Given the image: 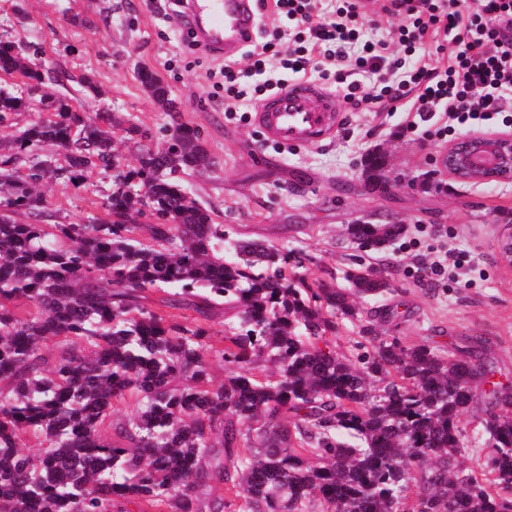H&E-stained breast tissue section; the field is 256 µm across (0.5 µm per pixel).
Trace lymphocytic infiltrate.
I'll return each instance as SVG.
<instances>
[{"label":"lymphocytic infiltrate","mask_w":512,"mask_h":512,"mask_svg":"<svg viewBox=\"0 0 512 512\" xmlns=\"http://www.w3.org/2000/svg\"><path fill=\"white\" fill-rule=\"evenodd\" d=\"M318 0H272L275 26L261 28L244 53L245 67L225 65L224 94L219 104L225 117L250 120L249 94L265 96L282 89L295 75L314 74L330 80L346 69L379 75L380 88L349 83L344 98L354 108L372 110L383 101L405 102V133L455 135L478 127H512V0H386L384 14L397 18L393 39L399 54L364 45L360 55L348 47L359 39L358 24L367 17L364 0H340L324 13ZM296 47L281 52L286 32ZM435 44L438 56L429 63L416 59L425 45Z\"/></svg>","instance_id":"lymphocytic-infiltrate-1"}]
</instances>
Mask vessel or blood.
I'll list each match as a JSON object with an SVG mask.
<instances>
[{"label": "vessel or blood", "instance_id": "b4317fda", "mask_svg": "<svg viewBox=\"0 0 512 512\" xmlns=\"http://www.w3.org/2000/svg\"><path fill=\"white\" fill-rule=\"evenodd\" d=\"M173 24L190 42L216 56L232 58L253 43L260 26L257 0H180ZM268 141L308 147L334 136L339 101L316 82H294L263 99L252 114Z\"/></svg>", "mask_w": 512, "mask_h": 512}]
</instances>
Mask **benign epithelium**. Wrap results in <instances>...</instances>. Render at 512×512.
<instances>
[{"label": "benign epithelium", "mask_w": 512, "mask_h": 512, "mask_svg": "<svg viewBox=\"0 0 512 512\" xmlns=\"http://www.w3.org/2000/svg\"><path fill=\"white\" fill-rule=\"evenodd\" d=\"M439 164L463 182L512 181V135L465 137L441 152Z\"/></svg>", "instance_id": "obj_1"}]
</instances>
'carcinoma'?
I'll use <instances>...</instances> for the list:
<instances>
[{
	"instance_id": "1",
	"label": "carcinoma",
	"mask_w": 512,
	"mask_h": 512,
	"mask_svg": "<svg viewBox=\"0 0 512 512\" xmlns=\"http://www.w3.org/2000/svg\"><path fill=\"white\" fill-rule=\"evenodd\" d=\"M0 73L36 90L49 75L1 39ZM141 83L172 123L135 168L118 170L112 112L57 97L0 155V512H512V382L494 381L491 341L447 353L368 324L371 351L339 354L337 319L392 291L384 271L309 283L287 251L230 236L178 178L214 166L200 133L157 76ZM24 106L0 86V124ZM46 146L65 149L64 166ZM94 169L115 172L103 216L44 223L39 186ZM144 210L154 223L123 222ZM403 231L352 224L348 236L382 252ZM148 291L194 321L151 309ZM221 306L232 314L216 338L203 323ZM210 353L228 370L217 385ZM128 395L135 413L113 419ZM470 412L489 436V483L462 467L482 452L461 425Z\"/></svg>"
}]
</instances>
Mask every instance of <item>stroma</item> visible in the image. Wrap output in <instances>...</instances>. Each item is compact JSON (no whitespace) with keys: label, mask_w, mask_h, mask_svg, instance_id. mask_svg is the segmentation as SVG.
<instances>
[{"label":"stroma","mask_w":512,"mask_h":512,"mask_svg":"<svg viewBox=\"0 0 512 512\" xmlns=\"http://www.w3.org/2000/svg\"><path fill=\"white\" fill-rule=\"evenodd\" d=\"M0 37L36 46L38 61L95 83L99 93L84 99V110L117 117L123 168L135 164L142 135L162 142L171 124L141 85L140 72H153L217 162L202 174L186 172L182 182L230 235L305 254L300 273L310 280L393 261L391 293L362 304L380 335L448 350L486 336L497 371L512 379V266L498 248L512 235V182L462 183L440 169L437 158L451 137L401 133L399 111L348 109L320 146L267 143L254 123L225 119L212 101L211 76L224 58L189 51L145 0H0ZM376 153L384 168L373 176L365 161ZM111 189V173L100 170L76 187L50 180L51 223H89L102 215ZM365 220L406 231L387 253L363 252L345 229ZM447 250L466 254L468 267L429 280L423 261Z\"/></svg>","instance_id":"35a3bbf8"}]
</instances>
